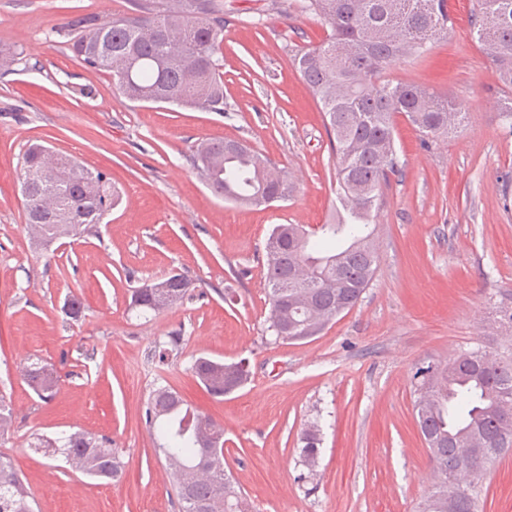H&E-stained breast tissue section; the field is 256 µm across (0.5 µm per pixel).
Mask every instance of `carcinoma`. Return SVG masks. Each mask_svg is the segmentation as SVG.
I'll use <instances>...</instances> for the list:
<instances>
[{"instance_id":"obj_1","label":"carcinoma","mask_w":512,"mask_h":512,"mask_svg":"<svg viewBox=\"0 0 512 512\" xmlns=\"http://www.w3.org/2000/svg\"><path fill=\"white\" fill-rule=\"evenodd\" d=\"M297 12L318 17L331 33L293 55L294 68L322 105L336 153L339 207L330 224L314 231L278 224L265 244L264 274L276 339L302 341L351 310L372 282L378 254L370 226L382 185L398 172L394 117L404 116L424 137L438 138L461 123L463 112L446 97L408 82L384 79L397 60L422 56L432 37L448 30L446 0H294ZM478 41L494 62L498 81L512 90V0H478L472 21ZM68 49L85 67L115 78L121 95L138 103L167 104L222 114L224 3L222 0H134L132 12L109 19L85 14L66 24ZM231 140L196 144L193 165L218 197L260 207L293 192L288 173ZM25 224L35 242L95 232L116 204L109 178L62 155L48 157L32 144L21 156ZM164 288L131 290L130 308L160 314L184 303L191 282L166 278ZM183 337L156 342L177 356ZM225 363L200 356L191 370L215 398L250 376L237 363L234 379ZM25 382L44 402L58 378L46 365L24 367ZM417 416L429 450L434 490L418 512H478L476 487L494 460L512 451V357L482 348L462 351L416 369ZM12 410L0 394V436ZM145 424L166 462L181 512H249L224 467V429L191 408L168 385L156 386L146 403ZM302 459L314 469L316 430L303 437ZM31 447L97 479L122 476L112 439L75 431L61 439H37ZM33 498L11 461L0 456V512H34Z\"/></svg>"}]
</instances>
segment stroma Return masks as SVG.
Returning <instances> with one entry per match:
<instances>
[{
  "label": "stroma",
  "mask_w": 512,
  "mask_h": 512,
  "mask_svg": "<svg viewBox=\"0 0 512 512\" xmlns=\"http://www.w3.org/2000/svg\"><path fill=\"white\" fill-rule=\"evenodd\" d=\"M290 0H224V114L129 101L111 75L70 52L61 23L131 10L130 0H0V45L20 51L0 71V386L14 412L0 438L39 512H179L160 478L165 461L142 412L167 384L224 428V461L253 512H415L434 483L416 419L417 367L483 347L512 354L499 310L512 300V125L491 58L470 24L476 0H448L449 32L426 59L394 63L456 102L464 119L424 141L404 116L394 138L400 171L382 188L372 227L379 261L358 304L317 336L275 341L268 329L264 245L277 224L309 229L336 214V154L324 116L291 59L322 43L318 18ZM93 94L78 98L74 88ZM204 139H244L285 169V201L245 209L216 198L190 156ZM37 142L106 173L119 200L95 235L42 250L25 230L20 157ZM179 271L192 297L137 317L132 288ZM79 296L81 322L65 300ZM181 332L180 357L159 364L156 340ZM246 361L250 382L212 398L196 357ZM58 375L41 401L21 366ZM320 429L317 474L301 438ZM83 430L111 438L119 482L72 471L30 448L33 435ZM480 512H512V454L479 483Z\"/></svg>",
  "instance_id": "1"
}]
</instances>
